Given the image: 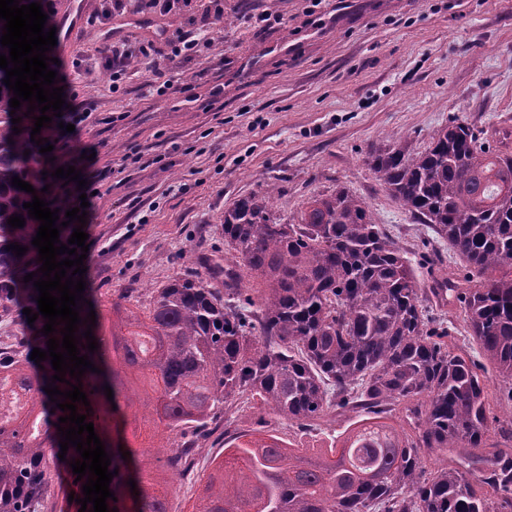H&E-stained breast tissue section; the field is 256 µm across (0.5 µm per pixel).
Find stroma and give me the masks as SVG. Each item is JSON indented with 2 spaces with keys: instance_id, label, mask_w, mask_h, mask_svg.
<instances>
[{
  "instance_id": "obj_1",
  "label": "stroma",
  "mask_w": 512,
  "mask_h": 512,
  "mask_svg": "<svg viewBox=\"0 0 512 512\" xmlns=\"http://www.w3.org/2000/svg\"><path fill=\"white\" fill-rule=\"evenodd\" d=\"M207 4L193 0L169 16L131 10L116 33L86 25L54 53L65 93L90 110L74 132L54 122L42 128L53 150L34 154L29 176L49 208L89 202L84 280L101 335L112 333L113 302L144 308L151 289L222 256L225 209L272 186L285 221L344 187L416 263L421 287L461 275L447 243L388 194L364 156L403 139L426 148L455 121L486 131L512 126V0H224L233 24H211L202 55L166 59L176 77L167 95L145 92L153 74L144 64L116 91L103 71L75 76L73 61L103 55L112 38L190 25ZM68 165L80 170L84 190L43 179ZM126 418L129 442L145 452L147 483L165 490L171 512H196L226 435L272 433L325 448L354 415L339 410L302 428L240 403L218 406L198 465L184 475L157 467L151 450L169 432L142 395Z\"/></svg>"
}]
</instances>
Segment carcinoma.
Here are the masks:
<instances>
[{
  "label": "carcinoma",
  "mask_w": 512,
  "mask_h": 512,
  "mask_svg": "<svg viewBox=\"0 0 512 512\" xmlns=\"http://www.w3.org/2000/svg\"><path fill=\"white\" fill-rule=\"evenodd\" d=\"M33 149L12 123L0 124V319L14 318L30 347L0 359V512H54L47 506L60 451L59 418L44 390L55 371L36 365L30 348L47 349L23 309L38 312L33 282L38 225L23 203L32 195L12 186L24 178ZM365 161L389 195L426 225L464 268L433 282L429 300L457 304L467 333L507 384L508 410L492 414L489 378L448 342L451 328L422 306L415 268L373 219L362 198L338 189L307 203L294 221L272 211L274 190L247 196L224 211V258L204 278H176L152 291L139 312L113 310L112 345L95 336L77 355L101 373L81 378L94 424L110 455L109 484L117 512H169L167 495L144 482L140 452L128 440L113 444L100 418L116 416L130 400L125 378H143L158 421L175 436L201 428L220 404L246 397L275 416L311 422L336 409L367 412L341 447L319 456L279 439L248 440L227 449L220 483L207 484L202 512H512V447L488 443L492 428L512 440V130L486 134L458 122L442 128L422 150L410 142L372 147ZM25 226L7 224L10 216ZM28 248L15 256L11 243ZM263 286L255 302L249 283ZM113 400H107L104 386ZM402 406L405 426L385 421ZM35 418L39 436L26 433ZM196 441L153 449L159 466L188 471ZM467 456V471L447 462L426 472L424 454ZM130 452L122 459L121 452ZM136 483L131 493L129 480Z\"/></svg>",
  "instance_id": "cac0c4a2"
}]
</instances>
